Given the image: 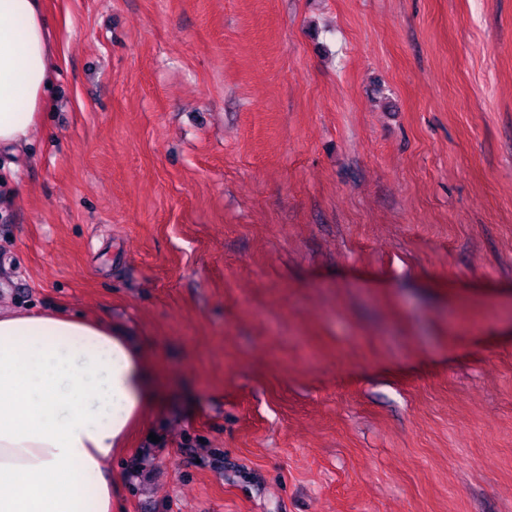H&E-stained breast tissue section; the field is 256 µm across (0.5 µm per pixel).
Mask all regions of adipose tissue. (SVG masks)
Instances as JSON below:
<instances>
[{
  "label": "adipose tissue",
  "instance_id": "adipose-tissue-1",
  "mask_svg": "<svg viewBox=\"0 0 512 512\" xmlns=\"http://www.w3.org/2000/svg\"><path fill=\"white\" fill-rule=\"evenodd\" d=\"M40 0H0V151L18 154L48 97ZM154 394L121 331L79 315L0 312V512H112L106 465Z\"/></svg>",
  "mask_w": 512,
  "mask_h": 512
}]
</instances>
